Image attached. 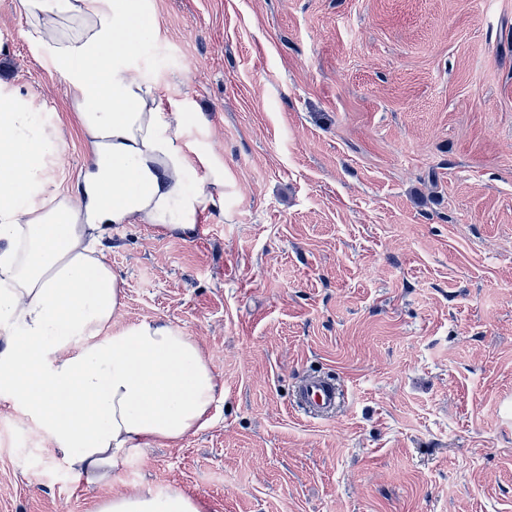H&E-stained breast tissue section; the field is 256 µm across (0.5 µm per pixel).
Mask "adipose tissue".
<instances>
[{
  "instance_id": "adipose-tissue-1",
  "label": "adipose tissue",
  "mask_w": 512,
  "mask_h": 512,
  "mask_svg": "<svg viewBox=\"0 0 512 512\" xmlns=\"http://www.w3.org/2000/svg\"><path fill=\"white\" fill-rule=\"evenodd\" d=\"M95 149L81 201L50 192L64 152L30 100L0 87V402L32 418L74 478L108 483L123 460L206 427L209 359L165 321L118 328L124 281L94 241L142 221L190 235L214 204L185 193V115L137 65L159 38L148 0H17ZM98 512H199L179 491L113 496Z\"/></svg>"
}]
</instances>
